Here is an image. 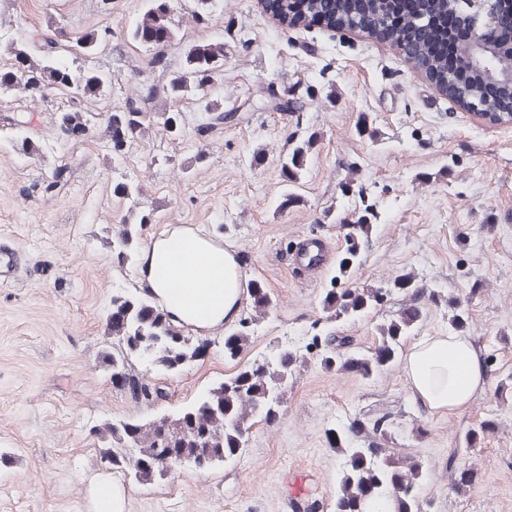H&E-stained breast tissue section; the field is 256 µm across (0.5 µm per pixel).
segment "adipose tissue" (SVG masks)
I'll return each instance as SVG.
<instances>
[{"label": "adipose tissue", "mask_w": 512, "mask_h": 512, "mask_svg": "<svg viewBox=\"0 0 512 512\" xmlns=\"http://www.w3.org/2000/svg\"><path fill=\"white\" fill-rule=\"evenodd\" d=\"M140 283L174 324L200 335L233 321L244 296L234 251L179 226L149 240ZM404 371L416 400L441 413L468 405L487 382L479 347L453 332L412 344Z\"/></svg>", "instance_id": "1"}]
</instances>
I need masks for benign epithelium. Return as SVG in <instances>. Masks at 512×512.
<instances>
[{"mask_svg":"<svg viewBox=\"0 0 512 512\" xmlns=\"http://www.w3.org/2000/svg\"><path fill=\"white\" fill-rule=\"evenodd\" d=\"M468 11L457 15L465 29L463 45L470 70L436 75L439 85L469 111L493 123L512 124V40L493 39L500 18L512 16V0H468Z\"/></svg>","mask_w":512,"mask_h":512,"instance_id":"obj_1","label":"benign epithelium"}]
</instances>
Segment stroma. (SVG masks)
I'll list each match as a JSON object with an SVG mask.
<instances>
[{
  "label": "stroma",
  "instance_id": "stroma-1",
  "mask_svg": "<svg viewBox=\"0 0 512 512\" xmlns=\"http://www.w3.org/2000/svg\"><path fill=\"white\" fill-rule=\"evenodd\" d=\"M144 0H0V40L62 35L79 67L110 76L104 95L48 96L0 90V251L13 254L0 276V512H94L96 491L119 484L124 512H292L293 499L334 512L343 456L356 424L391 422L390 447L420 456L428 512H512V126L465 110L417 72L403 49L362 30L292 27L260 0H168L175 41L162 64L153 48L126 40ZM109 30L95 54L76 44ZM220 41L222 66L203 92L234 119L201 131L205 113L177 102L179 138L149 128L122 151L106 132L108 113L162 84L192 44ZM62 110L90 121L69 141ZM312 137L300 185L285 199L281 162ZM67 181L55 187L57 170ZM140 194H118L117 184ZM372 229L350 288L389 295L368 316L339 321L323 307L354 224ZM122 224L141 242L171 225L189 226L234 249L245 281H259L275 306L241 357L224 356V332L177 373L134 361L162 386L158 405L113 388L105 357L116 289L139 293V265L111 246ZM310 240L323 263L294 258ZM413 275L424 290L415 338L451 330L453 306L466 309L460 335L492 355L484 391L464 409L440 414L414 398L396 361L367 379L309 358L276 421L256 424L235 460L199 472L183 466L145 483L102 463L93 428L104 420L176 415L242 365L280 346L305 352L314 331L348 337L361 350L402 307L394 279ZM497 424L475 447L468 429ZM477 481L448 488V455Z\"/></svg>",
  "mask_w": 512,
  "mask_h": 512
}]
</instances>
